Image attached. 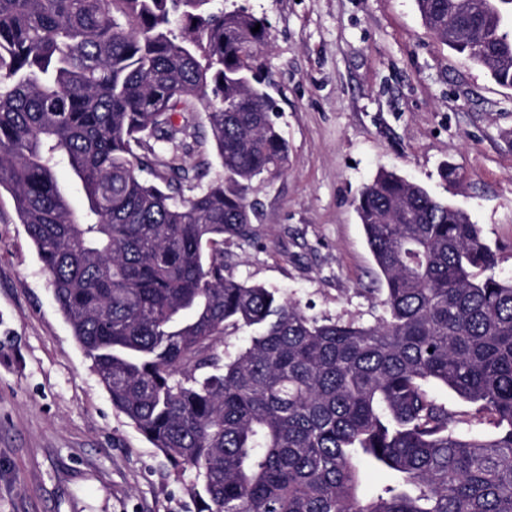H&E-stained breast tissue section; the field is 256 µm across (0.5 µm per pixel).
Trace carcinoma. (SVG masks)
Wrapping results in <instances>:
<instances>
[{"label":"carcinoma","instance_id":"cac0c4a2","mask_svg":"<svg viewBox=\"0 0 512 512\" xmlns=\"http://www.w3.org/2000/svg\"><path fill=\"white\" fill-rule=\"evenodd\" d=\"M415 2L512 87V0ZM265 39L220 0H0V191L60 312L113 407L196 469L200 512H512V280L460 208L394 171L362 189L372 324L319 321L224 269V238L252 236L253 181L288 160L257 78ZM195 112L222 169L204 185L210 163L178 152ZM166 147L144 177L141 152ZM230 327L249 336L226 357ZM367 468L393 483L359 496Z\"/></svg>","mask_w":512,"mask_h":512}]
</instances>
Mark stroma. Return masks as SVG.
<instances>
[{
	"instance_id": "obj_1",
	"label": "stroma",
	"mask_w": 512,
	"mask_h": 512,
	"mask_svg": "<svg viewBox=\"0 0 512 512\" xmlns=\"http://www.w3.org/2000/svg\"><path fill=\"white\" fill-rule=\"evenodd\" d=\"M235 3L267 23L258 64L288 161L254 182L259 218L225 240L228 273L318 320L375 322L355 200L384 168L463 208L512 278V88L440 43L415 0ZM195 484L113 407L0 196V512H198Z\"/></svg>"
}]
</instances>
